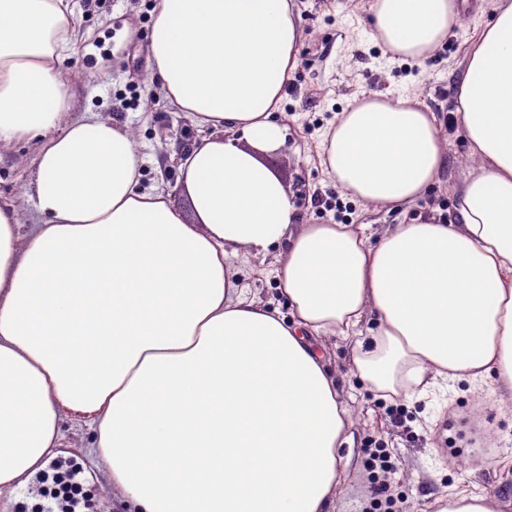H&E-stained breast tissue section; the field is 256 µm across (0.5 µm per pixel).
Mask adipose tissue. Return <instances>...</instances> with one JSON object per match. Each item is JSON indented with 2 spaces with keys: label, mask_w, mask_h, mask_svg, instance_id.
<instances>
[{
  "label": "adipose tissue",
  "mask_w": 512,
  "mask_h": 512,
  "mask_svg": "<svg viewBox=\"0 0 512 512\" xmlns=\"http://www.w3.org/2000/svg\"><path fill=\"white\" fill-rule=\"evenodd\" d=\"M372 38L404 59L437 50L459 0H372ZM70 0H0V143L37 141L21 235L0 202V498L55 455L84 415L126 512H333L354 443L344 382L316 336L354 339L351 375L382 398L492 382L512 403V0L465 54L454 114L473 162L441 210L379 237L305 224L262 156L299 64L293 0H159L152 70L211 135L179 164L183 198L139 184L137 143L89 116L63 123ZM415 97L354 99L319 164L380 213L409 207L448 159ZM274 254L288 303L250 297L238 254ZM370 332H362L364 323ZM432 512H502L461 490Z\"/></svg>",
  "instance_id": "1"
}]
</instances>
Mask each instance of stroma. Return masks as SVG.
Segmentation results:
<instances>
[{"label": "stroma", "instance_id": "1", "mask_svg": "<svg viewBox=\"0 0 512 512\" xmlns=\"http://www.w3.org/2000/svg\"><path fill=\"white\" fill-rule=\"evenodd\" d=\"M300 17L299 65L283 102L286 128L282 146L264 154V161L284 181L302 219L331 224L326 209L337 189L323 174L317 144L337 112L348 102L373 93L398 96L417 93L431 111L454 109L456 85L468 43L488 20L493 0L481 9L466 7L449 36L450 47L419 61L417 71L390 61L382 44L364 36L368 16L362 0H295ZM76 23L73 48L57 64L71 86L66 121L97 115L122 125L139 146L143 186L175 191L184 152L204 138L186 113L166 99L159 83L150 81L148 50L158 0H71ZM36 143L0 144V199L17 213L21 234L40 221L28 183L35 168ZM472 165L456 136L448 138L444 180L412 206L410 215L432 209L452 210L449 183L460 180ZM466 382L438 386L424 399L376 397L358 380L345 396L352 409L356 444L335 512H366L371 480L366 470L369 447L384 449L393 469L385 481L401 495L408 512H430L436 497L466 489L503 500L512 499V408H500L492 385L481 390L484 402L473 411ZM65 441L59 457L80 464L96 512H119L106 468L90 450L94 436L79 413H63Z\"/></svg>", "mask_w": 512, "mask_h": 512}]
</instances>
